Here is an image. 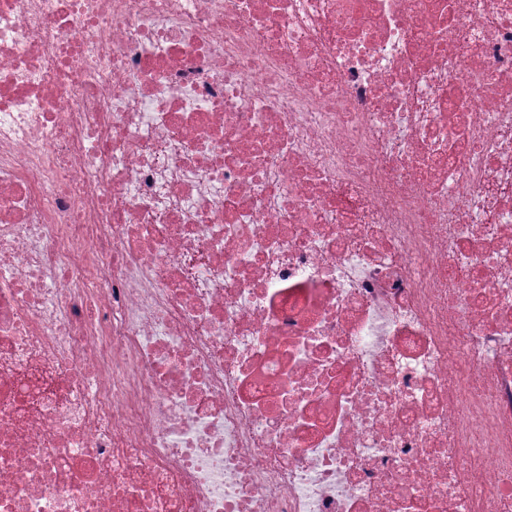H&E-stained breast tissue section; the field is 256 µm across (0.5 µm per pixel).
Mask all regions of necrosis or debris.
Here are the masks:
<instances>
[{
	"mask_svg": "<svg viewBox=\"0 0 512 512\" xmlns=\"http://www.w3.org/2000/svg\"><path fill=\"white\" fill-rule=\"evenodd\" d=\"M0 512H512V0H0Z\"/></svg>",
	"mask_w": 512,
	"mask_h": 512,
	"instance_id": "obj_1",
	"label": "necrosis or debris"
}]
</instances>
